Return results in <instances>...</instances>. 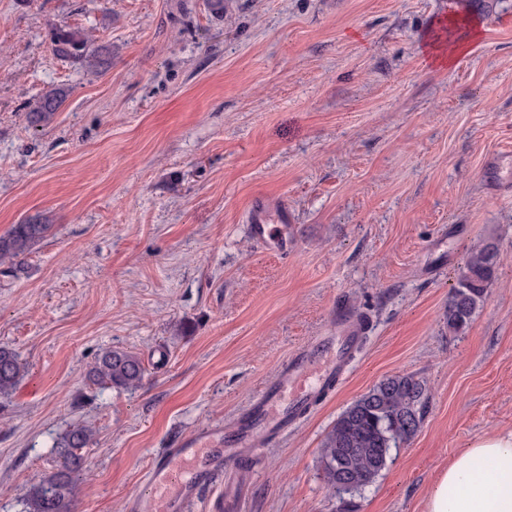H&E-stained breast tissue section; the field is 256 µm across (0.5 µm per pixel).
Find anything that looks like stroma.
I'll return each instance as SVG.
<instances>
[{
    "instance_id": "obj_1",
    "label": "stroma",
    "mask_w": 512,
    "mask_h": 512,
    "mask_svg": "<svg viewBox=\"0 0 512 512\" xmlns=\"http://www.w3.org/2000/svg\"><path fill=\"white\" fill-rule=\"evenodd\" d=\"M474 14L452 67L423 44ZM111 53L57 58L51 25ZM65 100L46 127L27 113ZM512 152V0H0V235L47 225L0 263V347L28 372L0 398V512L48 473L75 428L72 512H128L154 455L231 426L280 363L368 319L344 379L235 472L240 512H341L320 463L337 417L384 378L428 391L422 423L352 512H425L438 470L512 430V183L483 170ZM287 204L288 255L248 233L255 197ZM498 265L465 334L448 298L470 248ZM113 348L147 374L92 384ZM64 99L61 90H55L42 95L28 112L29 120L32 124L43 126L50 123L55 113L58 111Z\"/></svg>"
}]
</instances>
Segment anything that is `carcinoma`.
I'll return each instance as SVG.
<instances>
[{"mask_svg":"<svg viewBox=\"0 0 512 512\" xmlns=\"http://www.w3.org/2000/svg\"><path fill=\"white\" fill-rule=\"evenodd\" d=\"M53 52L88 69L105 63L106 49H91L78 29L54 24L49 30ZM64 99L60 90L42 95L28 112L37 126L50 123ZM46 224H15L0 235V262L28 253L44 237ZM497 249L486 243L468 252L448 298V331L466 330L485 301L495 277ZM26 367L12 349L0 347V396L9 395L24 377ZM146 368L142 358L128 350L109 349L99 355L89 374L94 382L125 390L143 384ZM427 400L423 382L412 375L388 377L348 406L325 436L321 464L328 483L337 494H353L368 487L385 469L391 450L408 442L420 427ZM92 430L71 431L56 448L54 471L42 476L25 494L26 512H70L73 475L81 463V450L91 441Z\"/></svg>","mask_w":512,"mask_h":512,"instance_id":"obj_1","label":"carcinoma"}]
</instances>
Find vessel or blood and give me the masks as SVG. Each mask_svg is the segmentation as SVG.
<instances>
[{
  "label": "vessel or blood",
  "instance_id": "vessel-or-blood-1",
  "mask_svg": "<svg viewBox=\"0 0 512 512\" xmlns=\"http://www.w3.org/2000/svg\"><path fill=\"white\" fill-rule=\"evenodd\" d=\"M249 233L262 247L288 249V209L256 200L249 211ZM362 339V325L339 306L336 333L316 337L284 362L237 415L232 430L201 429L189 441L175 440L154 457L147 495L134 497L132 512H191L203 491L221 484L226 472L280 438L289 423L343 377L345 364Z\"/></svg>",
  "mask_w": 512,
  "mask_h": 512
}]
</instances>
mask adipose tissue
<instances>
[{
	"label": "adipose tissue",
	"mask_w": 512,
	"mask_h": 512,
	"mask_svg": "<svg viewBox=\"0 0 512 512\" xmlns=\"http://www.w3.org/2000/svg\"><path fill=\"white\" fill-rule=\"evenodd\" d=\"M479 30L475 18L449 16L445 39L426 42V53L434 64L452 65ZM425 512H512V431L480 437L460 450L437 473Z\"/></svg>",
	"instance_id": "adipose-tissue-1"
}]
</instances>
